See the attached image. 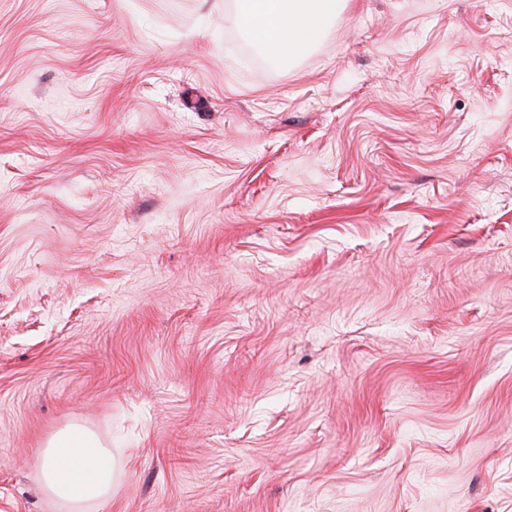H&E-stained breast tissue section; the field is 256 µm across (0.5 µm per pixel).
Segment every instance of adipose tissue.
<instances>
[{"label":"adipose tissue","mask_w":512,"mask_h":512,"mask_svg":"<svg viewBox=\"0 0 512 512\" xmlns=\"http://www.w3.org/2000/svg\"><path fill=\"white\" fill-rule=\"evenodd\" d=\"M343 0H239V20L275 57L304 54L334 21ZM44 488L59 500L101 503L112 496V453L90 432L71 426L48 443L41 468Z\"/></svg>","instance_id":"1"}]
</instances>
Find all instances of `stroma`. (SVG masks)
<instances>
[{
	"mask_svg": "<svg viewBox=\"0 0 512 512\" xmlns=\"http://www.w3.org/2000/svg\"><path fill=\"white\" fill-rule=\"evenodd\" d=\"M0 512H512V0H0ZM343 0H239V20L275 57L304 54L334 21ZM41 482L48 493L65 502H105L112 497V452L84 428L70 426L49 441Z\"/></svg>",
	"mask_w": 512,
	"mask_h": 512,
	"instance_id": "obj_1",
	"label": "stroma"
}]
</instances>
